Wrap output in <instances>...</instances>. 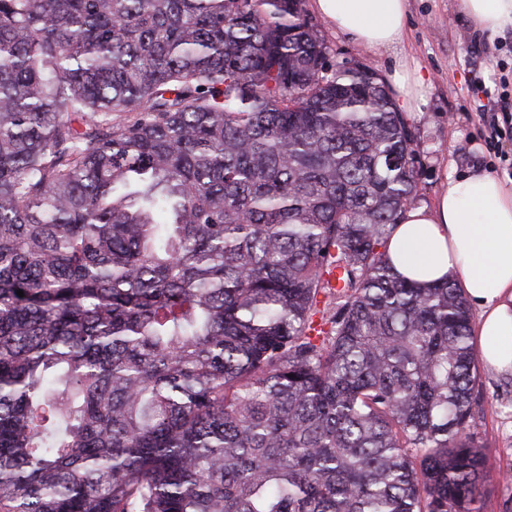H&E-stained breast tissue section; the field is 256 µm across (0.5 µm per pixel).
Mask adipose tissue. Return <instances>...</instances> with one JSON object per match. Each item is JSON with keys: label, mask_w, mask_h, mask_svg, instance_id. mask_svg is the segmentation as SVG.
Wrapping results in <instances>:
<instances>
[{"label": "adipose tissue", "mask_w": 512, "mask_h": 512, "mask_svg": "<svg viewBox=\"0 0 512 512\" xmlns=\"http://www.w3.org/2000/svg\"><path fill=\"white\" fill-rule=\"evenodd\" d=\"M311 7L372 47L392 45L406 29L408 0H311ZM461 8L479 30H512V0H461ZM385 252L400 278L424 287L454 281L481 311L480 359L512 374V183L480 167L449 178L431 209H408Z\"/></svg>", "instance_id": "ef3b65f1"}]
</instances>
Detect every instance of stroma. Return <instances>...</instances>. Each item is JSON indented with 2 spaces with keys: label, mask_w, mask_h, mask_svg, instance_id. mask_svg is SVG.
<instances>
[{
  "label": "stroma",
  "mask_w": 512,
  "mask_h": 512,
  "mask_svg": "<svg viewBox=\"0 0 512 512\" xmlns=\"http://www.w3.org/2000/svg\"><path fill=\"white\" fill-rule=\"evenodd\" d=\"M321 34L336 60L363 57L380 77L410 61L423 75L425 93L406 119L415 129L421 166L417 208H431L447 185V175L471 168L492 169L478 115L500 111L503 92L512 93V30L478 33L459 0H408L402 39L370 47L320 22ZM475 444L487 450L486 478L476 496V512H506L512 502V375L487 373L471 423Z\"/></svg>",
  "instance_id": "35a3bbf8"
}]
</instances>
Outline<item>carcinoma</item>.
<instances>
[{"label":"carcinoma","mask_w":512,"mask_h":512,"mask_svg":"<svg viewBox=\"0 0 512 512\" xmlns=\"http://www.w3.org/2000/svg\"><path fill=\"white\" fill-rule=\"evenodd\" d=\"M415 140L302 0H0V512H472Z\"/></svg>","instance_id":"1"}]
</instances>
